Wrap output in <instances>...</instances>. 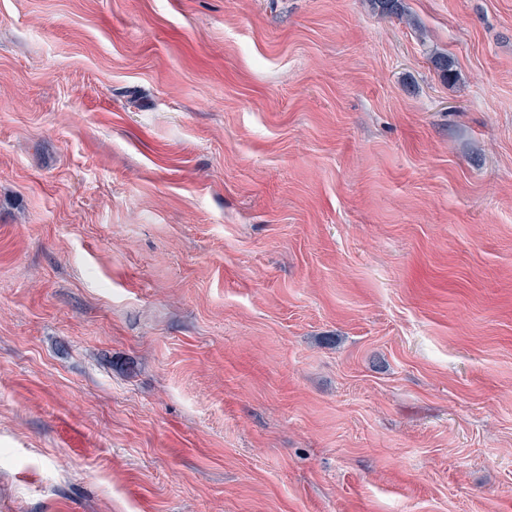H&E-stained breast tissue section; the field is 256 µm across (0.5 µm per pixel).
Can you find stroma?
<instances>
[{
	"mask_svg": "<svg viewBox=\"0 0 512 512\" xmlns=\"http://www.w3.org/2000/svg\"><path fill=\"white\" fill-rule=\"evenodd\" d=\"M404 6L0 0V512H512V0Z\"/></svg>",
	"mask_w": 512,
	"mask_h": 512,
	"instance_id": "obj_1",
	"label": "stroma"
}]
</instances>
